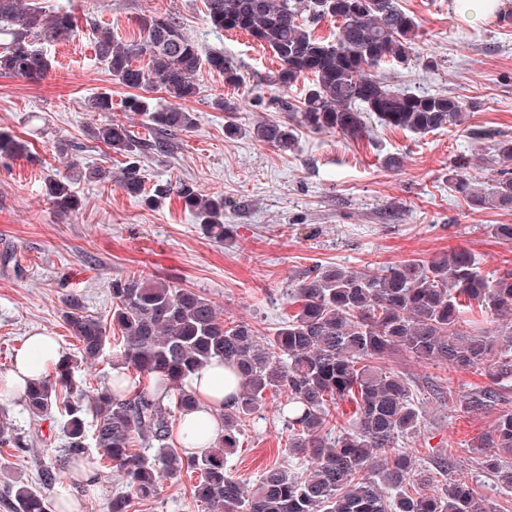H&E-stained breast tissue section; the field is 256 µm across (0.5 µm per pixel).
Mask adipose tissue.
<instances>
[{
  "mask_svg": "<svg viewBox=\"0 0 512 512\" xmlns=\"http://www.w3.org/2000/svg\"><path fill=\"white\" fill-rule=\"evenodd\" d=\"M61 357L54 337L36 333L16 351L11 367L0 374V399L18 398L29 385L42 380ZM240 380L233 369L213 363L197 372L188 383L198 400L195 410L182 413L177 435L187 452L201 454L213 445L220 428L219 414L238 394Z\"/></svg>",
  "mask_w": 512,
  "mask_h": 512,
  "instance_id": "obj_1",
  "label": "adipose tissue"
}]
</instances>
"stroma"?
I'll return each instance as SVG.
<instances>
[{
  "mask_svg": "<svg viewBox=\"0 0 512 512\" xmlns=\"http://www.w3.org/2000/svg\"><path fill=\"white\" fill-rule=\"evenodd\" d=\"M44 11H70L76 18L72 40L48 45L55 66L43 80L0 76V131L29 141L31 158L0 162V373L31 332L55 336L63 352L78 343L63 319L64 295L81 294L88 313L107 317L112 279L140 275L166 279L210 299L224 320L252 323L272 335L288 315V290L314 266L349 270L429 260L465 249L484 272L512 265V241L495 237L492 225L512 224V210H474L448 188V171L469 162L483 178L496 176L481 144L467 138L464 126L478 125L512 137V23L499 16L463 18L457 0H398L419 17L423 28L405 65L377 68L396 91L446 93L478 104L463 127L414 134L368 118L367 133L351 140L334 133L298 129V149L271 150L250 136L224 135L227 116L216 98L238 101L247 122L286 120L282 100L304 97L308 82L291 87L275 81L280 62L271 49L243 33L214 29L205 0H40ZM146 11L179 16L202 52L221 51L237 61L243 81L225 85L218 73L201 69L200 93L185 102L195 113L194 129L174 136L170 151L149 154L141 165L146 188L165 181L193 182L202 194L224 198V236H207L178 197L156 209L131 198L118 182L80 180L76 215H54L45 193L48 175L66 172L70 161L82 167L105 165L120 171L123 159L95 150L76 154L87 130L99 123L91 107L100 93L112 96L114 118L137 138L154 131L145 116L125 111L129 88L120 84L95 55L96 30L109 28L119 41L138 32ZM11 262H4V255ZM391 367L413 380L422 414L417 433L403 446L437 482L463 478L498 506L512 491L494 487L481 473L471 448L489 432L496 416L466 412L435 396V386L453 384L456 394L484 384L479 371L449 373L444 366L402 353ZM267 396L262 412L243 420L239 446L226 467L245 489H252L275 464L303 472L288 458V431ZM30 436L33 446L20 457L0 448V512L8 484L34 481L35 462L53 457L62 432L53 419L31 421L17 401L0 405ZM450 456L448 470L435 466ZM196 477L181 474L163 482L157 498L135 504L132 512H209L196 499Z\"/></svg>",
  "mask_w": 512,
  "mask_h": 512,
  "instance_id": "stroma-1",
  "label": "stroma"
}]
</instances>
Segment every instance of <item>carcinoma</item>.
Segmentation results:
<instances>
[{
	"mask_svg": "<svg viewBox=\"0 0 512 512\" xmlns=\"http://www.w3.org/2000/svg\"><path fill=\"white\" fill-rule=\"evenodd\" d=\"M206 7L215 27L244 32L275 53L279 85L311 77L301 104L281 102L288 124L261 120L244 129L234 121L240 104L217 99L216 108L233 117L224 126L229 138L246 131L286 152L296 149L299 127L359 138L372 114L386 126L426 134L459 126L475 108L448 94L394 91L368 72L382 62L405 63L414 53L421 21L397 0H206ZM328 20L338 24L334 43L315 34V25ZM136 24L138 36L125 42L114 41L108 28L97 29V57L126 87L160 90L175 102L151 109L140 95L126 99L125 111L144 114L155 131L147 142L113 119L90 127L88 136L125 158L119 185L126 194L157 207L174 193L204 233L222 239L223 197L204 196L185 180L158 183L148 193L140 158L168 153L170 137L195 127V115L177 101L199 94L202 66L228 86L241 82V66L221 51L202 54L174 15L150 12ZM74 32L68 11L47 13L35 0H0V75L43 79L53 61L41 44L68 40ZM467 134L487 142L490 160L502 169L483 189L460 164L448 170L452 189L474 210L511 209L512 170L505 164L512 162V139L478 126ZM28 152L25 142L0 133V159ZM77 165L47 180L48 200L60 216L80 209L73 189L74 176L81 175ZM109 293L107 323L85 310L80 295H66L64 321L78 341V356L65 355L52 375L21 397V413L31 420L59 413L64 448L38 465L37 486H11L6 505L12 512H49L40 488L78 468L96 470L102 459L119 469L125 484L112 497L111 512H131L136 502L155 499L163 481L183 472L197 474L194 497L211 512H496L466 481L450 478L440 490L425 491L431 473L398 448L417 431L421 414L409 379L386 365L395 352L455 373L485 370L486 384L460 395L459 403L473 413L501 410L492 430L472 447L482 473L495 486L512 489V408L503 409L512 400L511 267L490 278L464 249L360 270L317 267L288 292L296 310L271 336L245 321L225 322L210 300L167 281L127 275L113 279ZM109 326L119 329L122 361L135 375L89 397L75 368L102 353ZM213 361L235 371L241 392L224 408L209 453L189 456L169 446L171 432L177 415L196 406L186 380ZM270 392L286 395L278 414L288 427V457L312 467L305 477L285 465L271 467L247 491L225 470L224 456L237 447L240 422L260 412ZM342 402L354 405L344 424L331 411ZM4 416L0 447L28 452L29 436Z\"/></svg>",
	"mask_w": 512,
	"mask_h": 512,
	"instance_id": "carcinoma-1",
	"label": "carcinoma"
}]
</instances>
